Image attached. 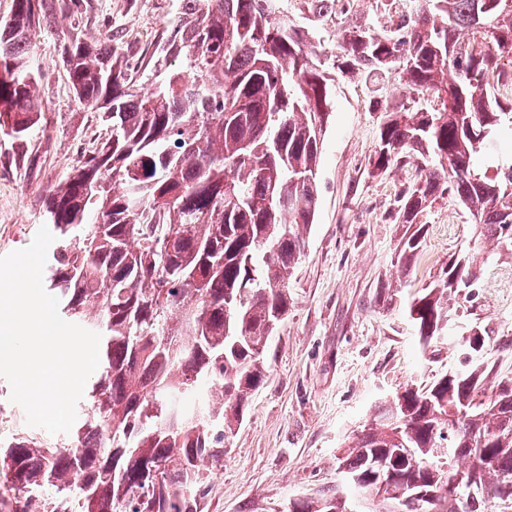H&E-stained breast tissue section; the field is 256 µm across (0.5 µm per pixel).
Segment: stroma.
I'll return each mask as SVG.
<instances>
[{
  "instance_id": "stroma-1",
  "label": "stroma",
  "mask_w": 512,
  "mask_h": 512,
  "mask_svg": "<svg viewBox=\"0 0 512 512\" xmlns=\"http://www.w3.org/2000/svg\"><path fill=\"white\" fill-rule=\"evenodd\" d=\"M100 6L123 17L130 38L142 42L165 20V0H100ZM32 61L49 118L46 134L35 135L33 144L47 157L31 182L0 171V256L31 244L45 223L48 189L106 132L74 98L56 32L42 35ZM390 95L384 82L336 81L318 210L290 280L288 318L269 342L265 381L251 395L241 425L224 440V466L205 484L203 512H289L295 500L338 488L361 512H378L379 502L339 486L337 458L344 442L370 420L379 401L407 384H428L462 362L456 329H449L438 352L419 344L404 309L386 304L392 287L417 291L452 255L477 253L486 270L471 301L459 308V319L512 332V292L493 285L497 273L512 272V256L477 241L453 197H438L426 211L421 252L410 268L398 265L403 227L392 213L416 172L373 171Z\"/></svg>"
}]
</instances>
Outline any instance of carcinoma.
<instances>
[{"mask_svg": "<svg viewBox=\"0 0 512 512\" xmlns=\"http://www.w3.org/2000/svg\"><path fill=\"white\" fill-rule=\"evenodd\" d=\"M169 0L165 26L130 53L98 0H13L0 19V166L38 177L46 131L32 50L61 30L73 95L107 127L44 200L58 243L45 287L62 319L100 334L88 412L66 434L0 439V512H203L198 492L224 437L264 382L268 342L319 202L318 166L336 80L398 76L373 157L415 166L397 200L398 262L422 217L455 196L475 234L512 255V140L499 86L512 76V0H412L400 28L363 23L369 0ZM103 27L92 41L87 31ZM474 254L408 300L420 344L444 338L448 297L467 298ZM472 329L460 369L375 407L338 458L345 484L383 483L394 512H490L512 504V370ZM340 496L291 512H338Z\"/></svg>", "mask_w": 512, "mask_h": 512, "instance_id": "obj_1", "label": "carcinoma"}]
</instances>
